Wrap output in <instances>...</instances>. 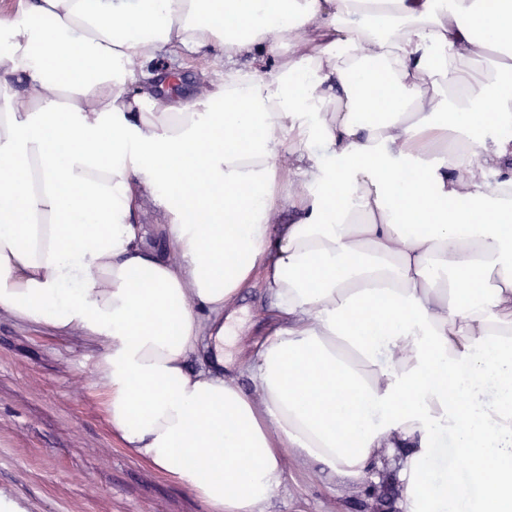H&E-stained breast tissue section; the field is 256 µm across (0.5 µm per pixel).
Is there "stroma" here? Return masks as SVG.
<instances>
[{
  "instance_id": "obj_1",
  "label": "stroma",
  "mask_w": 512,
  "mask_h": 512,
  "mask_svg": "<svg viewBox=\"0 0 512 512\" xmlns=\"http://www.w3.org/2000/svg\"><path fill=\"white\" fill-rule=\"evenodd\" d=\"M179 96L224 79V59L165 51L152 63ZM271 304L261 283L244 288L224 322L227 374L253 356ZM98 342L0 312V501L24 512H214L187 485L126 448L108 423ZM396 472L380 483L343 481L329 467L289 461L263 512H398Z\"/></svg>"
}]
</instances>
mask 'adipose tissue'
Listing matches in <instances>:
<instances>
[{
    "mask_svg": "<svg viewBox=\"0 0 512 512\" xmlns=\"http://www.w3.org/2000/svg\"><path fill=\"white\" fill-rule=\"evenodd\" d=\"M277 31L274 75L237 68ZM212 48L223 84L130 93L161 50ZM488 111L512 124V0H15L0 310L101 344L112 431L217 512H263L292 457L396 468L400 512H512V137ZM257 278L248 393L188 363ZM162 209L153 200H148L142 211L138 215V224H145L147 232L146 240L148 243L162 247L161 238L156 234V224L161 222Z\"/></svg>",
    "mask_w": 512,
    "mask_h": 512,
    "instance_id": "1",
    "label": "adipose tissue"
}]
</instances>
